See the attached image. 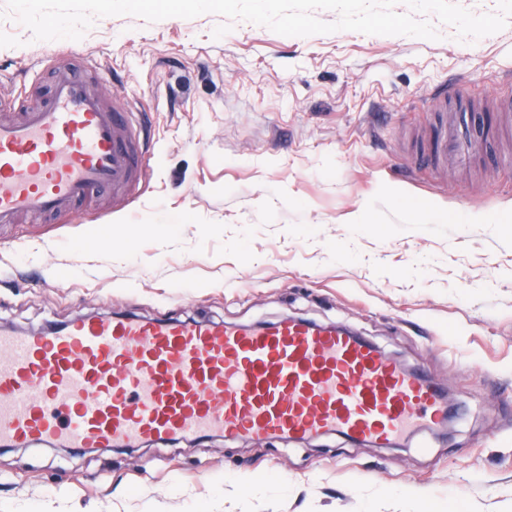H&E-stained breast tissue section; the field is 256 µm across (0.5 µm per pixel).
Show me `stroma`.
Wrapping results in <instances>:
<instances>
[{
	"instance_id": "obj_1",
	"label": "stroma",
	"mask_w": 512,
	"mask_h": 512,
	"mask_svg": "<svg viewBox=\"0 0 512 512\" xmlns=\"http://www.w3.org/2000/svg\"><path fill=\"white\" fill-rule=\"evenodd\" d=\"M225 19H96L36 41L0 21V110L91 57L146 108L145 187L0 225V328L80 316L338 325L445 390L441 429L378 447L178 437L0 449V512H512V24L477 40L277 34ZM486 102L469 168L419 161L436 86ZM484 216L481 224L471 223Z\"/></svg>"
}]
</instances>
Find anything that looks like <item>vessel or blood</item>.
<instances>
[{
    "mask_svg": "<svg viewBox=\"0 0 512 512\" xmlns=\"http://www.w3.org/2000/svg\"><path fill=\"white\" fill-rule=\"evenodd\" d=\"M100 72L86 58L54 71L47 102L0 115V224L56 216L99 192L121 200L141 185L142 113L107 105L89 80ZM433 143L469 158L448 135ZM447 416L435 385L339 326L113 317L0 332V443L18 448L327 431L383 445Z\"/></svg>",
    "mask_w": 512,
    "mask_h": 512,
    "instance_id": "obj_1",
    "label": "vessel or blood"
}]
</instances>
